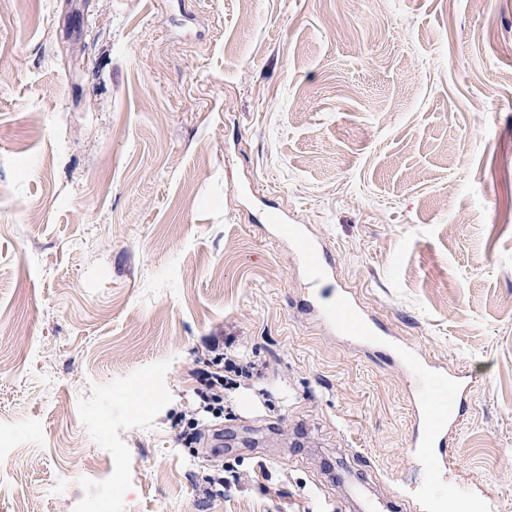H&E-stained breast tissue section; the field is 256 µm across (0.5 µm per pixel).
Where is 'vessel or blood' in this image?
Masks as SVG:
<instances>
[{"label": "vessel or blood", "instance_id": "obj_1", "mask_svg": "<svg viewBox=\"0 0 512 512\" xmlns=\"http://www.w3.org/2000/svg\"><path fill=\"white\" fill-rule=\"evenodd\" d=\"M278 235L291 242L301 268L317 287L334 289L332 302L316 297L309 304L327 332L354 340L363 351H373L378 325L349 289L335 287V270L325 261V243L297 224L281 223ZM401 362L413 383L415 419L410 448L416 454L430 457L456 429L472 379L468 374L430 364L420 354L403 355ZM420 484L432 512H447L451 507L456 512H485L484 507L472 503L456 489L442 485L435 468L423 472Z\"/></svg>", "mask_w": 512, "mask_h": 512}]
</instances>
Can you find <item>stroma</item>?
<instances>
[{
	"label": "stroma",
	"mask_w": 512,
	"mask_h": 512,
	"mask_svg": "<svg viewBox=\"0 0 512 512\" xmlns=\"http://www.w3.org/2000/svg\"><path fill=\"white\" fill-rule=\"evenodd\" d=\"M277 213L472 376L442 479L512 512V0H0V512H427Z\"/></svg>",
	"instance_id": "1"
}]
</instances>
